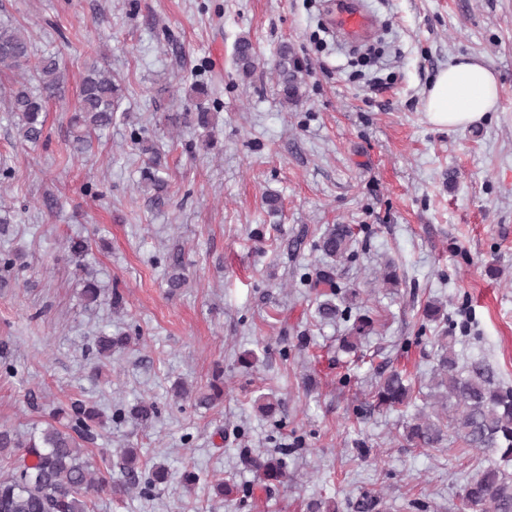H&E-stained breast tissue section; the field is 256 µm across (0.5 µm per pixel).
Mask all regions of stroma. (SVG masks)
<instances>
[{
	"instance_id": "stroma-1",
	"label": "stroma",
	"mask_w": 512,
	"mask_h": 512,
	"mask_svg": "<svg viewBox=\"0 0 512 512\" xmlns=\"http://www.w3.org/2000/svg\"><path fill=\"white\" fill-rule=\"evenodd\" d=\"M28 28L35 53L66 70L47 107L45 143L15 141L0 99V251L21 257L0 288V429L43 428L51 409L83 400L104 418L90 460L132 448L143 466L167 469L150 497L105 491L93 512H306L319 500L357 512H459L458 492L483 454L448 442L410 448L403 425L433 414V369L443 337L461 361L484 360L512 388V0H363L387 31L378 57L327 33L324 0H0ZM249 37L261 66L242 79L234 64ZM288 44L306 68L302 97L282 106L274 72ZM106 54L125 96L86 156L71 155L69 117L87 66ZM475 56L499 85L495 111L477 125L429 122L423 95L450 57ZM211 79L219 101L216 148L194 128L160 118L190 106V86ZM144 130L168 155L170 192L153 202L136 189L141 159L130 134ZM96 195L85 193L87 181ZM279 197L271 212L266 194ZM329 224L352 225L355 255L336 270L375 320L358 351L341 350L344 322L315 316V291L296 274L323 265L310 242ZM300 250L286 243L298 234ZM87 249L74 257L70 238ZM187 282L166 283L172 247ZM394 265L397 286L383 283ZM93 277L101 304L86 303ZM122 299L112 309V294ZM442 306L444 319L423 308ZM297 330L282 338L281 319ZM130 344L97 358L100 331ZM413 386L400 410L371 409L378 375ZM223 377L213 406L175 396ZM153 403L140 421L117 407ZM290 448L288 481L273 497L218 494L215 480L254 475L242 449ZM200 481L184 488L185 470Z\"/></svg>"
}]
</instances>
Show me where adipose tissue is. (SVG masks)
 <instances>
[{"mask_svg":"<svg viewBox=\"0 0 512 512\" xmlns=\"http://www.w3.org/2000/svg\"><path fill=\"white\" fill-rule=\"evenodd\" d=\"M499 97L496 78L488 66L472 57H453L440 69L424 98L431 123L451 129L479 123L494 111Z\"/></svg>","mask_w":512,"mask_h":512,"instance_id":"ef3b65f1","label":"adipose tissue"}]
</instances>
